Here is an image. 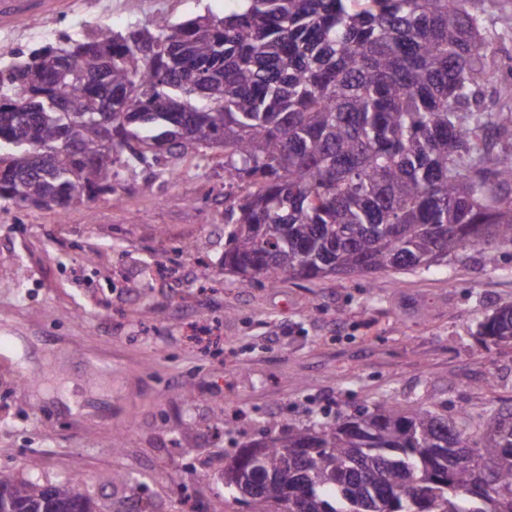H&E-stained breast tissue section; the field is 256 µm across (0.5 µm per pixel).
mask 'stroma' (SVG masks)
<instances>
[{
    "mask_svg": "<svg viewBox=\"0 0 512 512\" xmlns=\"http://www.w3.org/2000/svg\"><path fill=\"white\" fill-rule=\"evenodd\" d=\"M233 6L0 0V67L41 33L80 38L76 19L123 31ZM481 6L497 61L483 100L512 106V32L497 23L512 0ZM223 254L220 149L121 168L113 194L63 216L0 201V337L13 339L0 350V467L72 481L98 512L135 499L147 512H248L225 488L224 464L267 437L269 418L305 425L386 394L476 413L512 404V347L478 337L487 315L512 304V248L493 267L473 255L273 287L225 272ZM199 326L218 338L204 351L191 340ZM91 351L111 371L87 363Z\"/></svg>",
    "mask_w": 512,
    "mask_h": 512,
    "instance_id": "stroma-1",
    "label": "stroma"
}]
</instances>
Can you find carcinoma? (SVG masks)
Listing matches in <instances>:
<instances>
[{
	"instance_id": "obj_1",
	"label": "carcinoma",
	"mask_w": 512,
	"mask_h": 512,
	"mask_svg": "<svg viewBox=\"0 0 512 512\" xmlns=\"http://www.w3.org/2000/svg\"><path fill=\"white\" fill-rule=\"evenodd\" d=\"M63 37L0 70V201L70 208L126 160L224 149V269L270 285L428 270L512 246V109L481 112L490 41L479 0H237ZM107 139L112 149L98 151ZM512 346V305L480 324ZM224 467L251 512H512V405L448 416L437 400L273 435ZM472 454L470 469L460 457ZM0 512H96L69 480L0 469Z\"/></svg>"
}]
</instances>
